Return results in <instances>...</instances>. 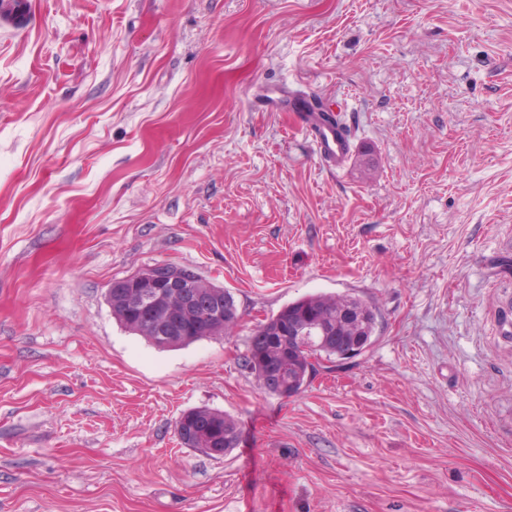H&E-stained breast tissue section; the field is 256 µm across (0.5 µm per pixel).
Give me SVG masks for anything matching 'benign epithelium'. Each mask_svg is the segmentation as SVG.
Wrapping results in <instances>:
<instances>
[{"mask_svg": "<svg viewBox=\"0 0 512 512\" xmlns=\"http://www.w3.org/2000/svg\"><path fill=\"white\" fill-rule=\"evenodd\" d=\"M106 297L110 304L122 299L129 320L149 326L153 343L160 346L187 340L183 317L188 312H202L211 329L224 322V302L218 290L191 271L166 264H156L113 281ZM366 316L365 309L348 306L341 308L334 319L326 314H313L311 326L325 337L336 331L338 323L350 328ZM276 334L279 349L290 356L304 347L307 337V331L291 317ZM268 344L265 333L252 336L250 357L254 362H265ZM176 433L189 446L217 457L224 456L216 423L210 420L194 421L182 415L177 420Z\"/></svg>", "mask_w": 512, "mask_h": 512, "instance_id": "obj_1", "label": "benign epithelium"}]
</instances>
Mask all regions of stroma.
<instances>
[{
	"instance_id": "35a3bbf8",
	"label": "stroma",
	"mask_w": 512,
	"mask_h": 512,
	"mask_svg": "<svg viewBox=\"0 0 512 512\" xmlns=\"http://www.w3.org/2000/svg\"><path fill=\"white\" fill-rule=\"evenodd\" d=\"M0 25V512H512V0H28ZM346 105V166L263 94ZM228 289L230 338L161 351L104 295ZM378 313L281 398L257 319ZM240 441L183 447L182 413ZM187 413L216 420L219 422L220 427H225V431L231 433V439L224 447L226 448L225 455L237 447L239 440L238 423L231 415L209 408H197ZM188 418L189 417H186V415H181L177 420L176 433L179 440L186 443L188 446L195 447L211 455L223 457L224 448H222V441L217 432L216 423L210 420L194 421Z\"/></svg>"
}]
</instances>
